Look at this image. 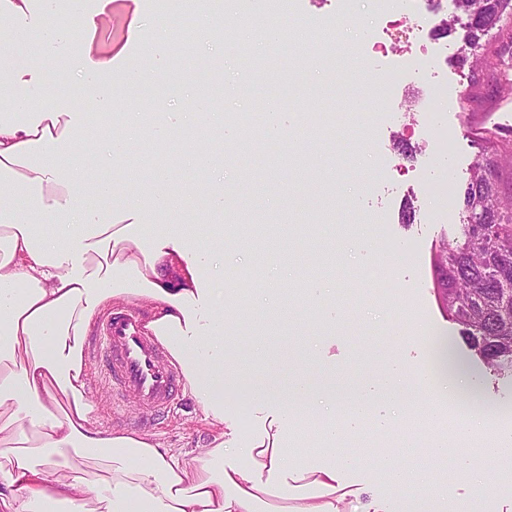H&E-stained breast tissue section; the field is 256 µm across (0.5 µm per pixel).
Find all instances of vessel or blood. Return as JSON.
I'll list each match as a JSON object with an SVG mask.
<instances>
[{"label":"vessel or blood","instance_id":"b4317fda","mask_svg":"<svg viewBox=\"0 0 512 512\" xmlns=\"http://www.w3.org/2000/svg\"><path fill=\"white\" fill-rule=\"evenodd\" d=\"M100 382L119 400L155 412L171 407L184 387L183 375L166 345L146 329L134 311L105 310L87 350Z\"/></svg>","mask_w":512,"mask_h":512}]
</instances>
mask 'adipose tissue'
Instances as JSON below:
<instances>
[{
	"label": "adipose tissue",
	"mask_w": 512,
	"mask_h": 512,
	"mask_svg": "<svg viewBox=\"0 0 512 512\" xmlns=\"http://www.w3.org/2000/svg\"><path fill=\"white\" fill-rule=\"evenodd\" d=\"M42 0H0V512H336L342 466L376 463L402 494V512H443L437 469L452 459L458 482L471 485L495 471L512 429L492 426L488 411L461 402L471 381L456 362L452 339L429 350L425 368L382 366L377 386L337 397L336 369L327 386L299 382L287 405L244 433L235 464L225 465L224 389L247 381L246 351L225 368V345L215 315L198 308L209 256L194 247L195 229L183 220L191 199L170 193L156 171L148 191L124 195L113 207L111 185L80 187L87 169L77 159L86 114L112 102L116 84L146 90L154 83L150 59L165 48L155 35L140 39L123 67L111 57L80 51L77 94H37L41 60L59 39L49 18L29 26ZM27 44L26 59L11 45ZM78 216L79 229L63 243L37 235L36 224ZM150 312L145 326L168 347L197 400L210 434L201 448H166L152 436L93 420L86 399L83 341L94 317L113 301ZM435 390L458 414L452 444L435 433L418 448L426 465H398L389 448L333 456L293 454L294 422L323 414L321 429L335 445L350 422L396 410L414 422H437L423 412L416 388Z\"/></svg>",
	"instance_id": "adipose-tissue-1"
}]
</instances>
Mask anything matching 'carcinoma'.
Here are the masks:
<instances>
[{"instance_id":"carcinoma-1","label":"carcinoma","mask_w":512,"mask_h":512,"mask_svg":"<svg viewBox=\"0 0 512 512\" xmlns=\"http://www.w3.org/2000/svg\"><path fill=\"white\" fill-rule=\"evenodd\" d=\"M469 58L481 59L483 38L512 20V0H454ZM512 144L486 140L481 162L460 192L463 224L431 260L434 286L447 316L465 326L471 350L500 374H512V199L502 197L500 173Z\"/></svg>"}]
</instances>
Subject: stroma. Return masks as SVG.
<instances>
[{
  "instance_id": "1",
  "label": "stroma",
  "mask_w": 512,
  "mask_h": 512,
  "mask_svg": "<svg viewBox=\"0 0 512 512\" xmlns=\"http://www.w3.org/2000/svg\"><path fill=\"white\" fill-rule=\"evenodd\" d=\"M252 11L274 15L281 23L303 22L308 41V63L292 60L288 52H275L265 42L254 43L251 58L240 51L222 49L214 54L198 39L180 46L169 31L161 36L167 49L154 67L157 84L175 81L186 96L165 102L167 112H183L182 128H201L198 115L188 114V101L201 102L204 112L223 115L225 125L250 124L257 141L240 142L246 156L238 161L216 140L214 171L222 175L233 195H249L248 187H261L250 205L222 210L206 196L197 197L187 212L189 223L199 225L197 249L204 254L220 250L205 280L209 288H241L253 278L246 303L264 309L267 295L278 305H295L299 315L279 313L263 321L234 318L226 326V339L242 344L261 337L266 352L255 364L249 385L228 391L225 403L242 428L274 409L272 399L259 390L261 381L275 379L281 386L300 376L319 383L324 379L323 356H331L343 380L337 393L350 392L371 378L383 363L398 358L423 368L430 336L452 337L456 356L473 383L471 401L485 406L493 422L512 428V377L494 374L461 337L436 300L430 270L431 248L452 240L461 222L456 201L434 194V182L446 180L451 192L467 183L482 152V130L512 139V79L503 71L512 55V24H505L485 46L486 63L478 68L460 65L462 34L440 35L448 46L447 90L429 97L421 83L403 90L402 112L386 105L383 90L359 98L336 82L337 67L358 42L382 38V26L370 13L367 0L346 19L333 56H326L323 36L336 22V0H250ZM96 26L84 37L94 52L113 55L128 49L139 34L156 31L163 0H88ZM78 48L68 44L43 61L45 81L41 94L74 89ZM286 67L288 81L298 88L286 97L276 85L258 79V70ZM429 99L437 123H419L417 106ZM284 113L290 136L279 153H267L268 137L263 111ZM325 113L329 131L317 134L306 116ZM452 127L456 136L442 148L441 135ZM150 144L153 159L169 162L175 186L192 187L200 178L190 150L172 155L158 138L130 141L124 156L105 168V180L119 192H133L129 170L141 169L139 148ZM412 156H404L400 144ZM322 283L332 290L334 314L309 309L300 297L306 288ZM86 397L92 418L118 430L138 429L170 448H194L208 443L209 433L199 424L195 398L183 393L168 415L113 410L105 389L89 377ZM411 428L396 420L386 432L374 433L364 425L352 441L370 448L394 449L399 463L411 470L423 461L404 440ZM342 493L343 512H359L353 491L367 486L372 497L398 512V496L374 468L347 471ZM447 502L477 497L482 512H498L501 502L512 501V472L497 471L484 478L481 490L447 479Z\"/></svg>"
}]
</instances>
